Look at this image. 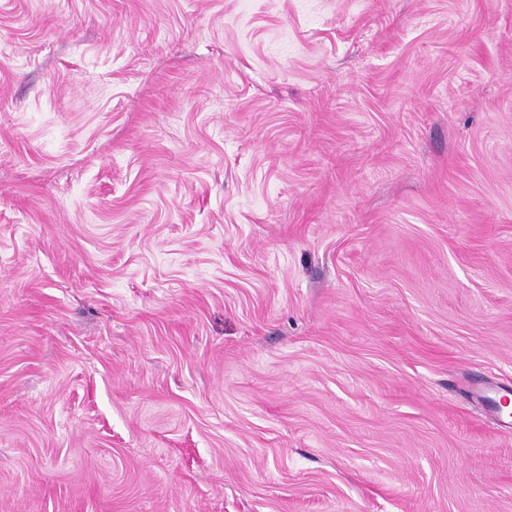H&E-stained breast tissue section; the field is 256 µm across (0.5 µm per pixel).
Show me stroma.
Instances as JSON below:
<instances>
[{"instance_id":"obj_1","label":"stroma","mask_w":512,"mask_h":512,"mask_svg":"<svg viewBox=\"0 0 512 512\" xmlns=\"http://www.w3.org/2000/svg\"><path fill=\"white\" fill-rule=\"evenodd\" d=\"M512 0H0V512H512Z\"/></svg>"}]
</instances>
